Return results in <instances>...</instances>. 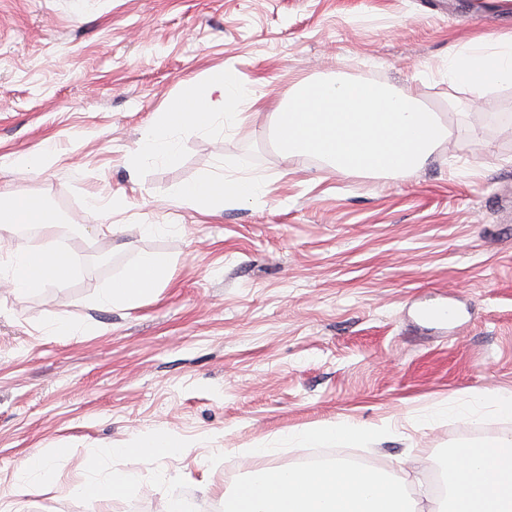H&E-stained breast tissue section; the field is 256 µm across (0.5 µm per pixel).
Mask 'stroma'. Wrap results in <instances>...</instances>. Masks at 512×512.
I'll list each match as a JSON object with an SVG mask.
<instances>
[{
  "label": "stroma",
  "instance_id": "1",
  "mask_svg": "<svg viewBox=\"0 0 512 512\" xmlns=\"http://www.w3.org/2000/svg\"><path fill=\"white\" fill-rule=\"evenodd\" d=\"M507 33L512 0H0V193L58 218L13 226L10 243L54 236L79 262L34 293L0 281V504L221 512L238 476L310 458L258 446L350 421L391 433L335 456L410 472L414 501L437 512L431 475L449 453L512 439L492 408L448 414L512 393V87L461 94L457 112L443 77L451 50ZM219 68L252 94L240 125L184 129L169 159L137 154L153 113ZM339 74L413 89L451 136L408 176L285 160L275 107ZM227 174L266 191L211 214L175 198ZM144 252L170 259L165 280L137 306L98 304ZM152 432L184 451L117 455ZM35 456L38 491L12 495ZM115 471L134 481L114 497L68 490Z\"/></svg>",
  "mask_w": 512,
  "mask_h": 512
}]
</instances>
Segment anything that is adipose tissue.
I'll list each match as a JSON object with an SVG mask.
<instances>
[{
  "label": "adipose tissue",
  "instance_id": "ef3b65f1",
  "mask_svg": "<svg viewBox=\"0 0 512 512\" xmlns=\"http://www.w3.org/2000/svg\"><path fill=\"white\" fill-rule=\"evenodd\" d=\"M449 86L487 91L512 85V35L483 37L462 47L448 57ZM247 90L236 76L223 69L211 71L201 81L187 83L180 101L154 114L138 142L140 154L168 157L175 146L176 130L193 127L208 129L216 118L234 124L239 115L234 110ZM258 184L251 179L233 180L202 177L182 185L180 201L200 209H218L228 198L245 199L255 195ZM0 223L53 226L54 216L41 202L0 194ZM75 260L57 238L48 240L35 251L17 250L0 262V278L8 279L16 291L32 293L48 285L67 281L73 274ZM170 261L145 253L136 264L113 278L99 298L100 304L135 306L164 279ZM446 470L450 481L448 512H512V440L504 439L491 448L453 452Z\"/></svg>",
  "mask_w": 512,
  "mask_h": 512
}]
</instances>
